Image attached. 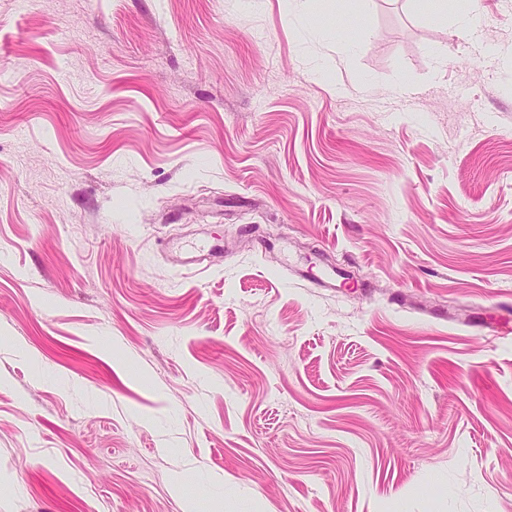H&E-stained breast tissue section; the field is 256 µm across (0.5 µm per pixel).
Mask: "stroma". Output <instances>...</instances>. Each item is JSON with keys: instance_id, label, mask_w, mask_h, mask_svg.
Returning <instances> with one entry per match:
<instances>
[{"instance_id": "1", "label": "stroma", "mask_w": 512, "mask_h": 512, "mask_svg": "<svg viewBox=\"0 0 512 512\" xmlns=\"http://www.w3.org/2000/svg\"><path fill=\"white\" fill-rule=\"evenodd\" d=\"M0 512H512V0H0Z\"/></svg>"}]
</instances>
